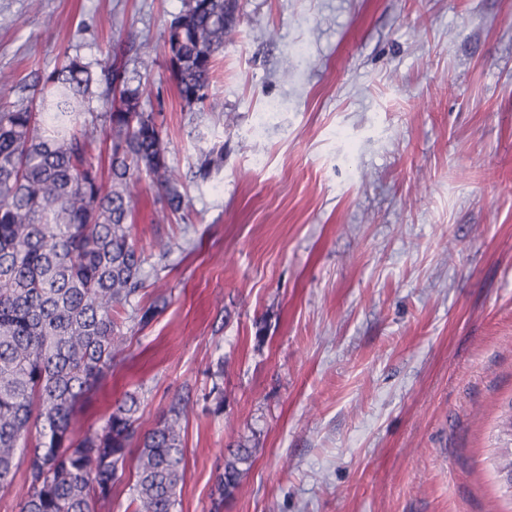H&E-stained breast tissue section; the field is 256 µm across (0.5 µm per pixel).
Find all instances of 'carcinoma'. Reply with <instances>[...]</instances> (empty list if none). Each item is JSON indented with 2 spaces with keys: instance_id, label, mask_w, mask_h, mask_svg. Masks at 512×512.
Instances as JSON below:
<instances>
[{
  "instance_id": "obj_1",
  "label": "carcinoma",
  "mask_w": 512,
  "mask_h": 512,
  "mask_svg": "<svg viewBox=\"0 0 512 512\" xmlns=\"http://www.w3.org/2000/svg\"><path fill=\"white\" fill-rule=\"evenodd\" d=\"M232 22L228 0H184L163 44L139 46L146 58H167L191 112L216 107L209 88ZM39 82L38 99L0 105V491L13 485L21 451L30 492L20 512H93L112 496L135 445L132 512H173L185 468L184 404L173 403L141 437L134 392L81 435L72 420L117 365L125 323L156 308L127 310L145 288L129 185L148 179L164 209L178 214L182 176L168 162L161 125L142 107V86L125 70L109 65L100 80L66 54ZM95 100L104 111L93 110ZM99 136L106 179L91 149ZM223 156L222 147L198 149L195 175L207 178ZM250 457L247 448L231 451L219 477L224 497L238 490L239 465Z\"/></svg>"
}]
</instances>
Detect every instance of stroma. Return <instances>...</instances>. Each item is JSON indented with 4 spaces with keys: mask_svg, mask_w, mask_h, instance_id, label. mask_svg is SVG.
<instances>
[{
    "mask_svg": "<svg viewBox=\"0 0 512 512\" xmlns=\"http://www.w3.org/2000/svg\"><path fill=\"white\" fill-rule=\"evenodd\" d=\"M182 6L0 0V104L66 52L123 66L189 201L130 187L135 302L167 304L76 430L130 391L143 432L185 403L175 512H512V0H237L212 112L138 52ZM223 148L210 147L199 148L196 159L195 176L205 179L209 176L214 166L218 165L223 160ZM251 452L248 448H235L230 453V458L224 465V474L219 477V484L224 494V498L234 495L240 486L242 470L239 464L248 463Z\"/></svg>",
    "mask_w": 512,
    "mask_h": 512,
    "instance_id": "35a3bbf8",
    "label": "stroma"
}]
</instances>
